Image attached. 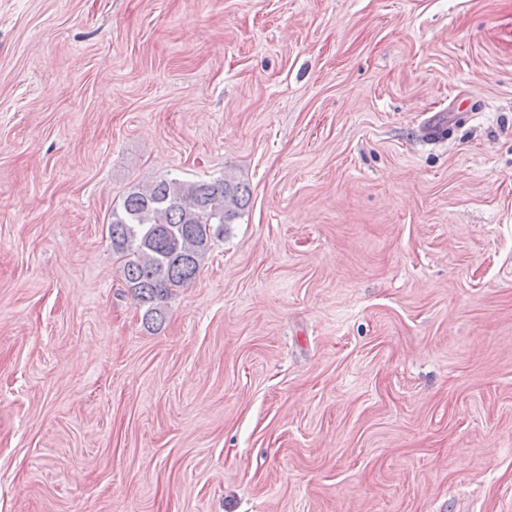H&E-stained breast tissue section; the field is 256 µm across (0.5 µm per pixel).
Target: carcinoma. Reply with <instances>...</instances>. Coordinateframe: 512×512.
Returning a JSON list of instances; mask_svg holds the SVG:
<instances>
[{
	"label": "carcinoma",
	"mask_w": 512,
	"mask_h": 512,
	"mask_svg": "<svg viewBox=\"0 0 512 512\" xmlns=\"http://www.w3.org/2000/svg\"><path fill=\"white\" fill-rule=\"evenodd\" d=\"M249 202V187L232 177L161 178L134 187L112 208V252L146 321H163L162 303L196 279L214 240Z\"/></svg>",
	"instance_id": "1"
}]
</instances>
